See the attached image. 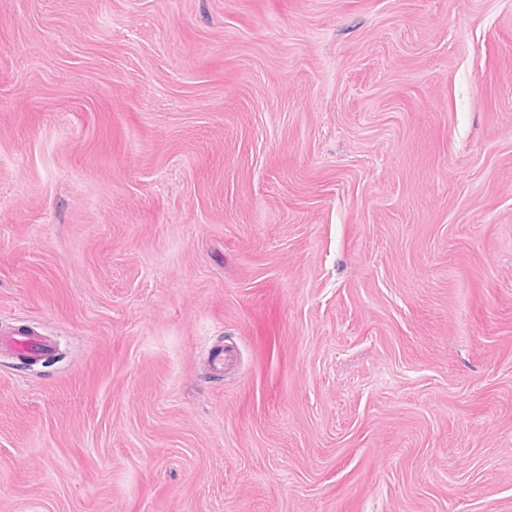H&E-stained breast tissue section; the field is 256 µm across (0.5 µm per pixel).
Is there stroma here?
Here are the masks:
<instances>
[{
	"label": "stroma",
	"instance_id": "obj_1",
	"mask_svg": "<svg viewBox=\"0 0 512 512\" xmlns=\"http://www.w3.org/2000/svg\"><path fill=\"white\" fill-rule=\"evenodd\" d=\"M5 328L0 512H512V0H0ZM1 350H8L17 357H25L34 352H40L43 355H49L53 349L51 340L39 336H31L24 333H3L0 336Z\"/></svg>",
	"mask_w": 512,
	"mask_h": 512
}]
</instances>
